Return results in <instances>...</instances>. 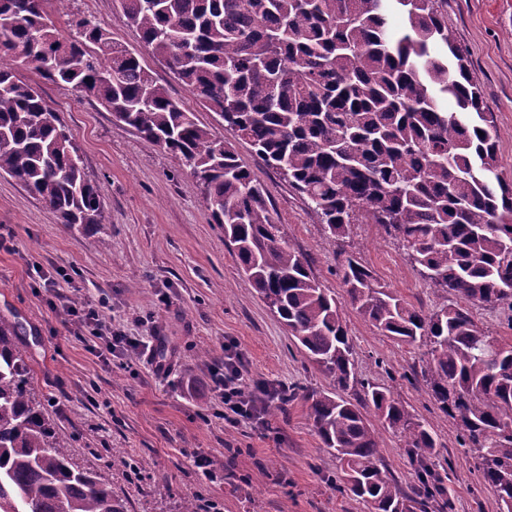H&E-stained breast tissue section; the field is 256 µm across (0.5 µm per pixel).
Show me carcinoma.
Returning a JSON list of instances; mask_svg holds the SVG:
<instances>
[{
  "label": "carcinoma",
  "mask_w": 512,
  "mask_h": 512,
  "mask_svg": "<svg viewBox=\"0 0 512 512\" xmlns=\"http://www.w3.org/2000/svg\"><path fill=\"white\" fill-rule=\"evenodd\" d=\"M447 0H120L130 26L200 101L305 196L331 244L353 224L401 242L419 275L459 301L415 308L349 257L345 299L383 335L429 343L422 374L454 419L502 512H512V345L480 330L463 303L512 319V185L498 172L497 131ZM404 15L400 26L391 11ZM46 0H0V173L85 231L109 223L77 148L26 67L94 97L143 139L178 156L202 186L248 279L309 360L359 404L315 393L310 416L338 462L336 489L374 512H427L446 495L427 466L437 442L386 388L358 381L342 302L291 250L265 190L157 83L139 58L83 19L65 39ZM453 99L456 111L445 101ZM20 322L0 316V512H129L109 482L76 465L30 391ZM400 433L417 485L387 475L379 432Z\"/></svg>",
  "instance_id": "cac0c4a2"
}]
</instances>
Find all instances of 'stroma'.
Wrapping results in <instances>:
<instances>
[{
    "label": "stroma",
    "instance_id": "35a3bbf8",
    "mask_svg": "<svg viewBox=\"0 0 512 512\" xmlns=\"http://www.w3.org/2000/svg\"><path fill=\"white\" fill-rule=\"evenodd\" d=\"M88 19L135 53L158 84L231 146L263 185L289 246L303 253L330 293L342 295L345 259L356 256L388 288L424 311L442 294L422 279L404 249L374 224H354L331 245L305 199L235 138L223 122L145 47L119 0H71L49 21L70 36ZM448 29L465 48L484 103L495 116L500 166L512 181V0H448ZM39 89L71 135L110 222L90 236L70 231L15 179L0 174V316L24 327L31 388L82 467L97 472L130 512H179L193 497L217 512H373L332 487L335 458L309 416L305 394L333 391L243 274L224 231L212 223L200 186L182 160L143 140L92 97L18 69ZM103 304L105 319L145 344L107 357L65 312ZM358 379L389 389L430 429L432 460L451 512H500L474 467L462 432L430 396L421 376L427 347L381 335L344 305ZM237 357L244 386L265 379L295 388L287 411L264 422L231 424L211 382L225 356ZM388 474L416 482L400 435L381 433Z\"/></svg>",
    "mask_w": 512,
    "mask_h": 512
}]
</instances>
